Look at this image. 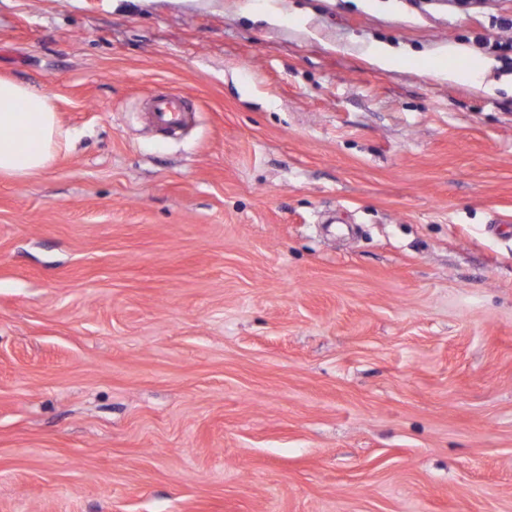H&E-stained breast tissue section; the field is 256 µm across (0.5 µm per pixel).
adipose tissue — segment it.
Masks as SVG:
<instances>
[{"mask_svg":"<svg viewBox=\"0 0 512 512\" xmlns=\"http://www.w3.org/2000/svg\"><path fill=\"white\" fill-rule=\"evenodd\" d=\"M61 148L49 96L0 78V177L23 179L44 169Z\"/></svg>","mask_w":512,"mask_h":512,"instance_id":"adipose-tissue-1","label":"adipose tissue"}]
</instances>
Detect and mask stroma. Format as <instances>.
I'll return each instance as SVG.
<instances>
[{"instance_id": "stroma-1", "label": "stroma", "mask_w": 512, "mask_h": 512, "mask_svg": "<svg viewBox=\"0 0 512 512\" xmlns=\"http://www.w3.org/2000/svg\"><path fill=\"white\" fill-rule=\"evenodd\" d=\"M494 14L0 0V77L65 135L0 177V512H512ZM449 45L476 81L428 73ZM369 54L370 62L383 69H393L402 64V60L399 59L394 54L391 47L385 43L374 44L370 48ZM188 109V100L184 95L162 93L154 98L152 113L158 123L173 126L182 121Z\"/></svg>"}]
</instances>
